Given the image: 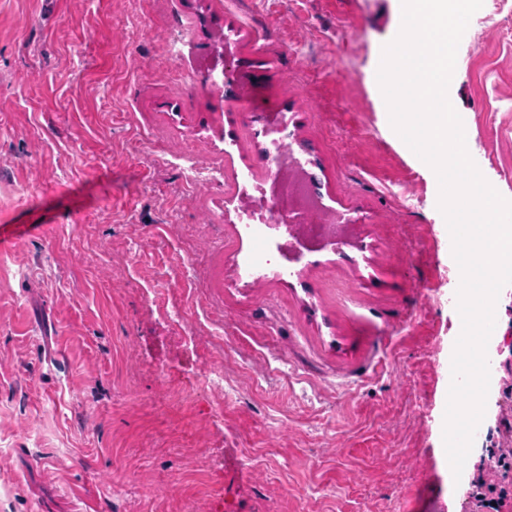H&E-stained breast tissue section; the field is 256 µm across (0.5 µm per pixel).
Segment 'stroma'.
<instances>
[{
    "label": "stroma",
    "instance_id": "35a3bbf8",
    "mask_svg": "<svg viewBox=\"0 0 512 512\" xmlns=\"http://www.w3.org/2000/svg\"><path fill=\"white\" fill-rule=\"evenodd\" d=\"M400 24L398 0H0V512H469L512 372L454 478L460 282L376 77ZM448 95L512 200L511 5L469 23ZM282 123L351 242L255 282L242 180H272Z\"/></svg>",
    "mask_w": 512,
    "mask_h": 512
}]
</instances>
